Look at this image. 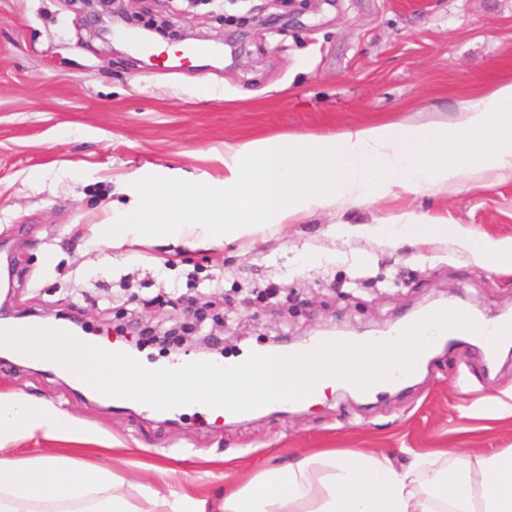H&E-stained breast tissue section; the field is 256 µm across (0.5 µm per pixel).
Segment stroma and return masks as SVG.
Segmentation results:
<instances>
[{"instance_id": "1", "label": "stroma", "mask_w": 512, "mask_h": 512, "mask_svg": "<svg viewBox=\"0 0 512 512\" xmlns=\"http://www.w3.org/2000/svg\"><path fill=\"white\" fill-rule=\"evenodd\" d=\"M139 25L168 28L143 54L98 35L82 0H0V284L24 318L81 319L84 338L118 345L149 368L200 361L199 339L224 346L216 364L280 342L387 334L445 306L512 317V266L489 268L432 224L512 243V179L431 197L401 194L316 213L229 244L159 239L98 248L91 229L128 203L142 173L201 186L224 180V147L282 134L333 135L362 125L455 123L465 93L512 79V0H116ZM238 51L236 62L185 54L184 36ZM423 222L394 241L381 225ZM206 317L184 345L140 348L141 331ZM512 387V357L476 336L438 345L413 382L347 387L319 403H286L211 421L201 409L159 414L95 394L48 365L0 362V395L25 392L68 414L93 450L38 431L11 440L19 461L47 454L99 466L139 486L172 468L173 490L213 498L278 460L359 448L395 464L406 449L512 448V415L478 398ZM239 468L226 470L222 459ZM210 470L198 479L200 470Z\"/></svg>"}]
</instances>
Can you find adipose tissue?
<instances>
[{
    "instance_id": "obj_1",
    "label": "adipose tissue",
    "mask_w": 512,
    "mask_h": 512,
    "mask_svg": "<svg viewBox=\"0 0 512 512\" xmlns=\"http://www.w3.org/2000/svg\"><path fill=\"white\" fill-rule=\"evenodd\" d=\"M455 124L385 123L333 137L280 136L224 150V181L205 188L141 176L136 202L94 227L103 248L158 238L233 242L336 206L398 192L435 196L512 179V80L458 100ZM46 430L89 435L22 392L0 396V441ZM220 512H512V450L416 452L399 468L358 448L312 453L251 476ZM0 512H207L206 500L163 488L129 492L102 467L0 456Z\"/></svg>"
}]
</instances>
